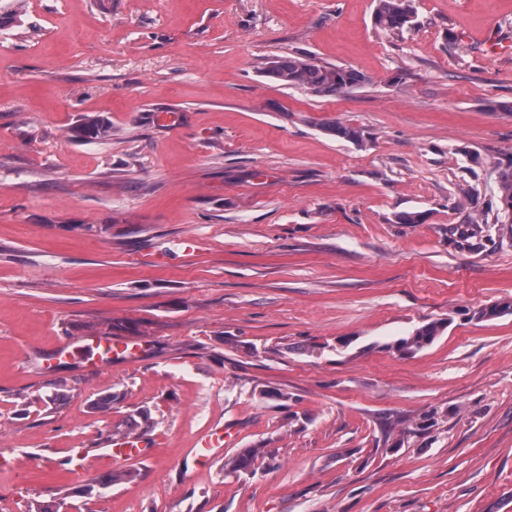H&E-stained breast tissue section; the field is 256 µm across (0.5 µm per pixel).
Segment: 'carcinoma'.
Here are the masks:
<instances>
[{
    "label": "carcinoma",
    "mask_w": 512,
    "mask_h": 512,
    "mask_svg": "<svg viewBox=\"0 0 512 512\" xmlns=\"http://www.w3.org/2000/svg\"><path fill=\"white\" fill-rule=\"evenodd\" d=\"M416 15L415 0H377L374 23L382 31L401 34L411 25ZM264 73L270 80L281 86L298 88L313 96H339L359 87L368 78L351 68L328 63H320L303 55H287L276 57L264 67ZM324 131L330 135L360 144L363 133L360 128L342 121L322 124ZM110 132V124L101 116H87L72 130V136L84 140L99 139ZM498 192L501 203L500 215L496 216L497 224H512V161L498 173ZM487 221L480 217L471 220L461 230L460 238L475 246L484 238V226ZM445 324L431 322L415 328L409 335L401 337L391 344L400 355L414 354L431 345L442 334ZM265 448L257 444L250 448H242L235 455L224 461L227 474L241 476L256 473V463L264 458ZM138 476V469L131 466L105 479H98L94 484L82 489L83 494L93 495L95 488L107 489L115 483L133 482Z\"/></svg>",
    "instance_id": "obj_1"
}]
</instances>
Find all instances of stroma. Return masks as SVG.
Masks as SVG:
<instances>
[{
	"mask_svg": "<svg viewBox=\"0 0 512 512\" xmlns=\"http://www.w3.org/2000/svg\"><path fill=\"white\" fill-rule=\"evenodd\" d=\"M415 5L395 36L376 0H0V512H512V313L475 316L512 303V0ZM294 53L369 81L316 97L263 75ZM88 115L110 135L72 137ZM115 324L141 361L30 364ZM142 410L134 482L88 499L25 464ZM228 421L225 454L264 446L256 474L189 465ZM324 131L336 138L360 144L363 142V133L360 128L342 121H332L322 124ZM497 186L502 207L496 215L495 223L512 224V161L499 170ZM446 328L443 322H431L415 328L408 336L401 337L391 344L399 355H410L417 353L423 348L431 345L435 339L442 334Z\"/></svg>",
	"mask_w": 512,
	"mask_h": 512,
	"instance_id": "stroma-1",
	"label": "stroma"
}]
</instances>
